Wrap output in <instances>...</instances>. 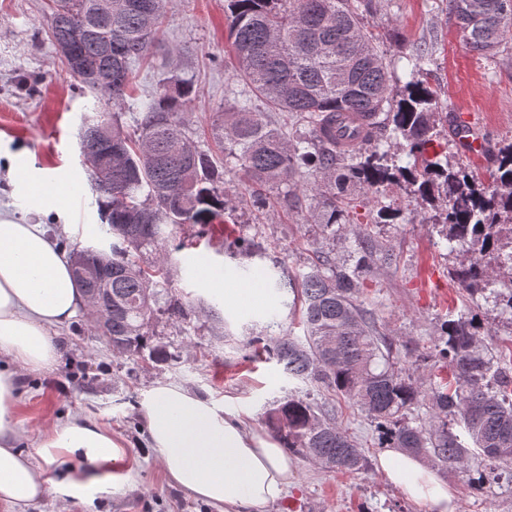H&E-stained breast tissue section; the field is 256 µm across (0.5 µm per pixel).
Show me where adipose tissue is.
Returning a JSON list of instances; mask_svg holds the SVG:
<instances>
[{"label": "adipose tissue", "mask_w": 512, "mask_h": 512, "mask_svg": "<svg viewBox=\"0 0 512 512\" xmlns=\"http://www.w3.org/2000/svg\"><path fill=\"white\" fill-rule=\"evenodd\" d=\"M84 302L67 259L41 225L0 214V354L31 368L51 366L56 360L51 329L70 322ZM14 399V377L0 371V503L21 508L46 499L50 489L39 465L65 455L89 464L59 481L65 493L82 497L111 486L112 464L125 456L111 432L79 418L54 422L33 454L22 453L15 447L20 420ZM143 412L151 448L168 478L191 497L224 505L227 512H267L285 494L289 467L283 448L207 401L160 383L148 392ZM379 465L429 512H449L448 488L423 460L387 448Z\"/></svg>", "instance_id": "obj_1"}]
</instances>
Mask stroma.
<instances>
[{
    "label": "stroma",
    "mask_w": 512,
    "mask_h": 512,
    "mask_svg": "<svg viewBox=\"0 0 512 512\" xmlns=\"http://www.w3.org/2000/svg\"><path fill=\"white\" fill-rule=\"evenodd\" d=\"M373 8L371 31L399 82L409 79L406 56L418 46H434L426 79L439 94L442 114L474 115L491 142L512 138V47L494 56L470 52L448 19L446 0H374ZM166 11L164 33L150 62L135 70L132 95L145 98L174 75L192 79L197 96L185 119L194 130L221 111L224 82L234 70L224 0H167ZM49 17L46 0H0V203L29 223L44 225L66 252L98 245L104 237L79 146L82 117L95 101L81 94L63 64L49 37ZM42 182L77 190L81 204L37 206L34 188ZM391 196L403 210L402 221L381 226L379 232L397 261L374 274L363 304L385 333L407 347L406 369L429 383L430 354L441 322L449 312L473 306L490 331L484 339L489 357L512 368V324L498 317L492 302L469 297L458 287L450 275L456 257L437 246L406 190L393 189ZM313 206L309 200L292 211L268 209L261 224L253 223L250 211L239 209L230 212L226 224H197L177 232L182 249L170 245L154 252V259L168 261L172 269L169 295L208 300L228 325L225 339L210 333L200 312L181 327L160 323L156 332L170 343L173 358L152 366L115 354L97 335L94 314L85 308L52 331L58 358L51 368L32 369L0 357V367L13 365L17 375L22 452L32 451L46 421L74 417L110 430L125 448L124 459L112 466L119 479L109 492L85 498L55 492L25 512H224L169 482L148 444L142 401L156 383L166 382L272 437L268 411L288 396L306 397L311 388L288 378L275 360L258 357L255 340L304 335L298 311L281 309L273 325L263 313L278 301L268 283L272 269L296 275L313 250L325 244L319 228L308 221ZM229 233L255 240L264 255L229 258L222 246ZM209 263L232 277L248 270L259 286V300L242 304L231 290L216 292L205 271ZM338 420L361 444L368 471L327 472L289 455L288 489L271 512H428L377 469L378 434L366 416L343 408ZM489 470V462L477 455L470 456L468 472L437 469L454 512H512L511 481L492 480L479 489L469 483V476Z\"/></svg>",
    "instance_id": "35a3bbf8"
}]
</instances>
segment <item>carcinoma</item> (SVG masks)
<instances>
[{
  "instance_id": "obj_1",
  "label": "carcinoma",
  "mask_w": 512,
  "mask_h": 512,
  "mask_svg": "<svg viewBox=\"0 0 512 512\" xmlns=\"http://www.w3.org/2000/svg\"><path fill=\"white\" fill-rule=\"evenodd\" d=\"M228 39L236 58L233 102L212 121L219 153L196 144L184 112L195 96L192 80L175 77L147 102H128L135 67L143 63L165 22V0H49L53 44L73 42L89 71L109 69L112 87L74 73L82 90L130 110L92 116L80 128L81 153L106 247L70 252L74 279L96 313V331L112 351L163 363L167 346L153 342L159 316L184 320L199 310L224 335V319L203 298L162 296L170 282L163 263L143 266L187 224H222L233 203L218 190L224 166L253 185L277 191L279 205L319 197L311 215L325 237L346 232L355 250L345 258L317 250L298 276L271 275L284 307L302 304L304 338L283 336L263 350L288 377L330 398L288 397L269 413L273 433L289 451L325 469L356 474L367 456L336 420V400L370 418L382 448L431 457L467 471L470 447L512 477V376L492 369L471 312L442 322L434 350L453 381L426 388L395 369L396 340L379 331L361 307L367 281L393 254L372 228L402 214L384 192L406 185L448 251L461 257L453 278L467 294L489 293L512 322V139L489 148L493 182L483 183L448 155L429 153L440 137L439 95L422 79L432 52L418 48L402 89L386 54L369 32L373 0H225ZM448 17L462 44L484 56L505 48L512 32V0H448ZM86 33L76 39L79 20ZM366 122L350 151L336 149V114ZM373 194L366 221L351 217L354 194ZM227 249L246 256L259 244L235 238ZM292 300H286L287 296ZM430 399L428 423L412 409Z\"/></svg>"
}]
</instances>
